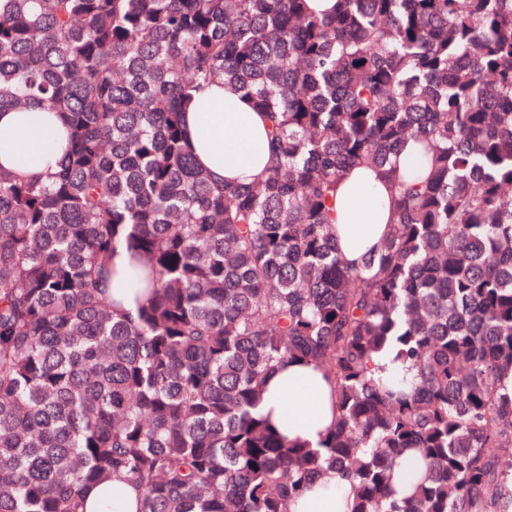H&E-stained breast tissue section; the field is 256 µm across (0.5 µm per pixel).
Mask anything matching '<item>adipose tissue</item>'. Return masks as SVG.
<instances>
[{
    "instance_id": "obj_1",
    "label": "adipose tissue",
    "mask_w": 512,
    "mask_h": 512,
    "mask_svg": "<svg viewBox=\"0 0 512 512\" xmlns=\"http://www.w3.org/2000/svg\"><path fill=\"white\" fill-rule=\"evenodd\" d=\"M188 141L198 163L213 182L248 183L268 161L267 120L229 86L198 94L184 116ZM68 132L55 113L39 108L0 112V167L26 177L54 172L67 145ZM393 194L381 172L357 166L343 177L336 192V234L350 266L377 250L393 224ZM289 438L318 445L335 419L334 393L324 371L292 363L269 377L260 405ZM349 484L329 480L313 486L292 506V512H348Z\"/></svg>"
}]
</instances>
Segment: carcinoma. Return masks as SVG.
Instances as JSON below:
<instances>
[{"mask_svg": "<svg viewBox=\"0 0 512 512\" xmlns=\"http://www.w3.org/2000/svg\"><path fill=\"white\" fill-rule=\"evenodd\" d=\"M224 84L267 114L248 184L185 142ZM21 107L69 140L45 181L0 170V512L98 485L99 512L124 485L135 512H290L335 474L351 512H512V0H0ZM361 165L395 211L352 268L334 200ZM288 362L334 386L316 448L258 412Z\"/></svg>", "mask_w": 512, "mask_h": 512, "instance_id": "cac0c4a2", "label": "carcinoma"}]
</instances>
